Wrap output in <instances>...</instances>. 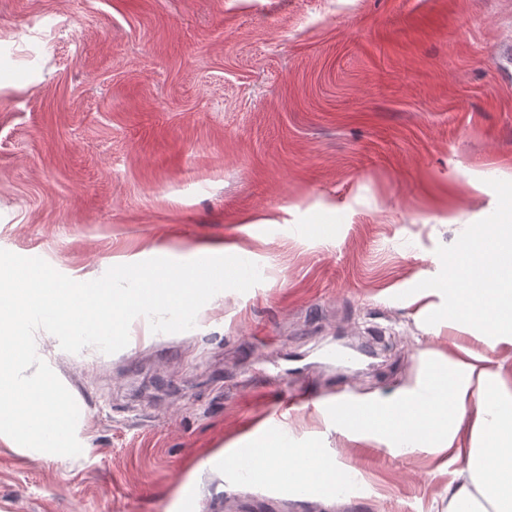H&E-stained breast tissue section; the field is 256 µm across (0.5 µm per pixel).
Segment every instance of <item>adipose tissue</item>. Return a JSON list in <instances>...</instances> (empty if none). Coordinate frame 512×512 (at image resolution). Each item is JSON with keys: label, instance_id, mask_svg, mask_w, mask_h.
Instances as JSON below:
<instances>
[{"label": "adipose tissue", "instance_id": "adipose-tissue-1", "mask_svg": "<svg viewBox=\"0 0 512 512\" xmlns=\"http://www.w3.org/2000/svg\"><path fill=\"white\" fill-rule=\"evenodd\" d=\"M476 260L469 289L448 281V311L430 330L453 335L449 351L429 350L431 375L420 376L398 398L343 408L336 428L358 448L422 449L432 459L430 477H446L448 512H512V222L485 226L474 239ZM426 401H419L420 392ZM294 448L270 435L222 449L224 472L237 474L252 458L270 473L263 488L292 483V495L333 478L337 465L322 448H307L310 474L284 470Z\"/></svg>", "mask_w": 512, "mask_h": 512}]
</instances>
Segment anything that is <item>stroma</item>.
Returning <instances> with one entry per match:
<instances>
[{
	"label": "stroma",
	"instance_id": "stroma-1",
	"mask_svg": "<svg viewBox=\"0 0 512 512\" xmlns=\"http://www.w3.org/2000/svg\"><path fill=\"white\" fill-rule=\"evenodd\" d=\"M508 45L512 0H0V249L90 281L235 243L263 277L111 355L38 331L91 450L1 449L0 512H424L425 453L303 405L414 384L408 297L512 200ZM280 406L360 471L335 505L190 473Z\"/></svg>",
	"mask_w": 512,
	"mask_h": 512
}]
</instances>
